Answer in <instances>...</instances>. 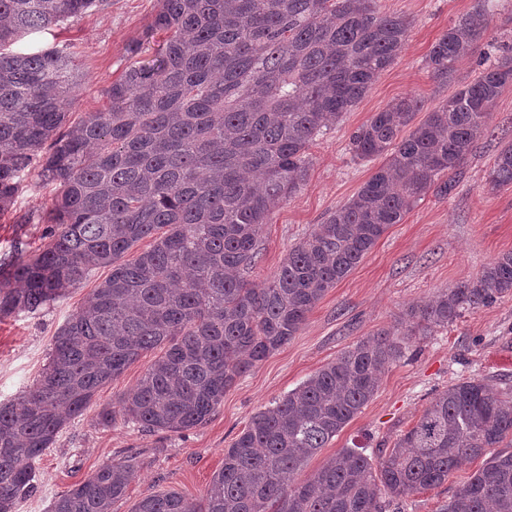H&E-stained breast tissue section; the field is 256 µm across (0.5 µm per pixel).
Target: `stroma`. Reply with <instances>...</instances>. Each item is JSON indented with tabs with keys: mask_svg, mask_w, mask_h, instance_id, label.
<instances>
[{
	"mask_svg": "<svg viewBox=\"0 0 512 512\" xmlns=\"http://www.w3.org/2000/svg\"><path fill=\"white\" fill-rule=\"evenodd\" d=\"M477 0H379L381 11L411 22L405 46L350 111L323 135L309 154L304 186L270 216L258 256L245 273L255 286L266 283L289 249L346 204L379 167L359 160L350 137L391 101L414 95L431 110L512 47V0H489V31L476 51L456 66L452 81L433 78L425 58L440 35ZM156 0H106L78 21L26 34L13 51L73 47L81 77L77 116L103 108L104 90L132 63L151 61L164 34L147 24ZM512 143V85L506 86L487 118V132L453 176L445 196L428 194L401 223L392 225L371 252L324 295L291 341L260 362L224 395L204 426L181 434L148 433L123 423L100 424L99 411L136 386L153 360L145 354L115 381L101 387L84 414L71 420L36 464V487L18 512H50L53 502L86 480L103 463L136 455L140 467L112 512H132L141 499L175 490L201 499L224 450L258 410L298 387L347 346L403 321L406 310L427 303L456 284L475 278L499 254L512 251V187L495 188L488 171L502 147ZM56 193L30 174L11 209L0 214V261L10 260L16 241L27 249L42 243L43 220ZM98 270L80 287L38 312L0 320V402L33 385L48 362L58 328L89 300L106 277ZM475 376L501 398L512 400V296L463 313L445 328L408 337L403 355L389 364L378 391L343 431L306 466L314 471L324 457L343 448H362L372 460L384 457L419 419L438 392L460 378ZM473 461L435 488L401 501V512H440L468 477Z\"/></svg>",
	"mask_w": 512,
	"mask_h": 512,
	"instance_id": "stroma-1",
	"label": "stroma"
}]
</instances>
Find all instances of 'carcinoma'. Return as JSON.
I'll return each mask as SVG.
<instances>
[{
	"mask_svg": "<svg viewBox=\"0 0 512 512\" xmlns=\"http://www.w3.org/2000/svg\"><path fill=\"white\" fill-rule=\"evenodd\" d=\"M106 0H0V212L31 171L52 183L44 244L16 247L0 264V319L32 314L98 269L109 274L53 338L49 361L21 396L0 403V512H18L35 463L98 389L159 351L136 387L99 420L183 433L205 425L224 393L286 345L326 292L393 224L452 174L486 130L512 82V56L427 112L419 98L391 102L351 136L354 156L383 164L344 206L288 250L272 278L245 279L262 226L305 184L308 149L397 59L409 21L378 0H158L150 30L158 55L128 66L104 109L70 120L76 105L68 49L18 53L23 34L70 23ZM485 5L461 16L426 58L433 77L485 39ZM512 186V144L489 172ZM149 248L125 254L141 240ZM512 294V252L474 279L407 312L445 328L463 312ZM393 327L360 339L299 387L255 413L200 501L175 490L133 512H385L485 458L441 512H512V402L467 377L436 394L394 448L373 462L356 448L297 475L378 389L402 355ZM137 459L100 466L51 512H112Z\"/></svg>",
	"mask_w": 512,
	"mask_h": 512,
	"instance_id": "carcinoma-1",
	"label": "carcinoma"
}]
</instances>
